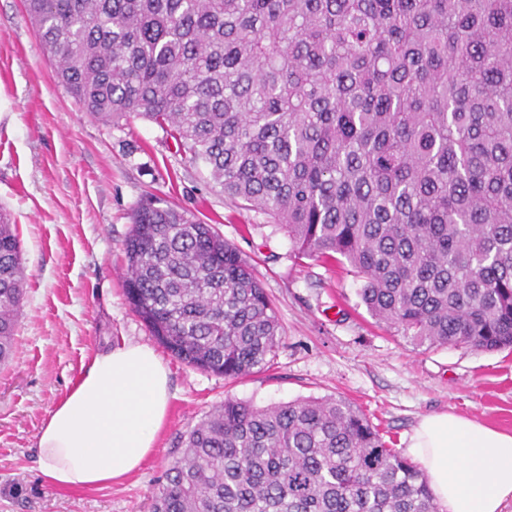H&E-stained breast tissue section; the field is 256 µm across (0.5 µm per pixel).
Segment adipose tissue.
<instances>
[{
	"instance_id": "obj_1",
	"label": "adipose tissue",
	"mask_w": 512,
	"mask_h": 512,
	"mask_svg": "<svg viewBox=\"0 0 512 512\" xmlns=\"http://www.w3.org/2000/svg\"><path fill=\"white\" fill-rule=\"evenodd\" d=\"M170 400L169 370L153 347L125 342L96 355L43 422V475L57 486L99 489L139 470ZM408 452L440 512H502L512 501L511 433L434 413L415 426Z\"/></svg>"
}]
</instances>
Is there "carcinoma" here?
Wrapping results in <instances>:
<instances>
[{"label": "carcinoma", "instance_id": "obj_1", "mask_svg": "<svg viewBox=\"0 0 512 512\" xmlns=\"http://www.w3.org/2000/svg\"><path fill=\"white\" fill-rule=\"evenodd\" d=\"M58 83L104 122L165 129L298 258L349 267L413 344L512 348V0H23ZM125 293L175 358L236 380L281 337L253 267L143 202ZM23 250L0 222V363ZM153 512H437L423 472L343 398H227Z\"/></svg>", "mask_w": 512, "mask_h": 512}]
</instances>
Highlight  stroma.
I'll use <instances>...</instances> for the list:
<instances>
[{
  "mask_svg": "<svg viewBox=\"0 0 512 512\" xmlns=\"http://www.w3.org/2000/svg\"><path fill=\"white\" fill-rule=\"evenodd\" d=\"M151 196L212 224L254 267L277 308V355L230 381L161 351L172 398L153 456L111 486L60 488L38 459L48 412L97 354L123 341L156 343L123 277L132 211ZM1 207L23 245L26 283L15 353L0 364V512H152L184 436L228 396L259 407L342 397L402 452L431 413L512 433V352L414 346L371 316L346 266L295 259L278 225L225 197L158 125L82 112L21 0H0Z\"/></svg>",
  "mask_w": 512,
  "mask_h": 512,
  "instance_id": "obj_1",
  "label": "stroma"
}]
</instances>
